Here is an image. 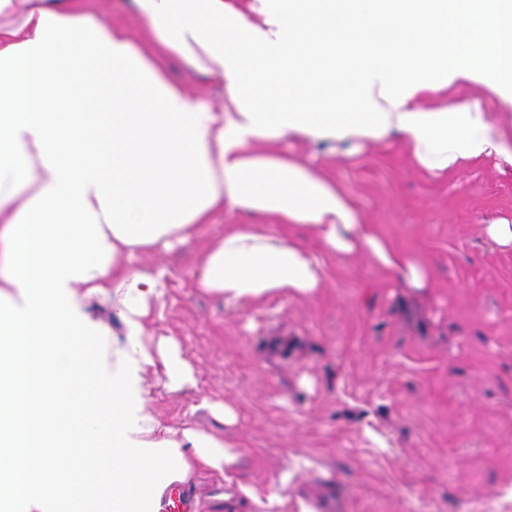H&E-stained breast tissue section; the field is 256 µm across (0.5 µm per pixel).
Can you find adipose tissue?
Returning a JSON list of instances; mask_svg holds the SVG:
<instances>
[{
  "mask_svg": "<svg viewBox=\"0 0 512 512\" xmlns=\"http://www.w3.org/2000/svg\"><path fill=\"white\" fill-rule=\"evenodd\" d=\"M146 24L149 44L135 47L131 31L101 25L115 46L135 54L177 104L200 101L169 81L157 61L164 53L224 88V100L201 122L215 198L188 222L152 242L129 244L101 224L112 249L105 270L67 288L80 314L92 301L110 304L120 329L109 332V373L126 354L139 373L161 371L169 385L191 381L194 370L176 339L149 329L166 286L163 273L132 266V258L192 237L223 213L252 216L229 224L211 243L199 287L228 302L275 293L312 297L326 266L307 249L302 232L334 256L364 257L418 291L431 285L428 268L395 249L369 224L353 198L321 165L285 144H324L353 153L398 139L412 164L447 175L484 156L512 168V124L484 106L512 111V0H130ZM84 19L86 0H0V51L36 37L41 13ZM19 139L30 162L29 184L0 200V258L8 223L55 175L43 163L32 132ZM142 400L136 442L176 443L188 475L204 469L231 473L242 454L232 441L192 426L175 430Z\"/></svg>",
  "mask_w": 512,
  "mask_h": 512,
  "instance_id": "obj_1",
  "label": "adipose tissue"
}]
</instances>
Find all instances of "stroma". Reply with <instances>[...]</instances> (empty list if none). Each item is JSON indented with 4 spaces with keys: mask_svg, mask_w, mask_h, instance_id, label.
Segmentation results:
<instances>
[{
    "mask_svg": "<svg viewBox=\"0 0 512 512\" xmlns=\"http://www.w3.org/2000/svg\"><path fill=\"white\" fill-rule=\"evenodd\" d=\"M170 81L218 107L223 88L167 58ZM325 165L370 223L423 260L432 286L401 287L369 261L309 251L328 269L308 299L274 294L231 304L196 285L209 244L239 215L133 258L164 270L155 335L179 340L194 384L148 375L169 425L225 434L244 450L231 478L201 473L199 512H252L236 487L280 488L288 512H512V251L482 225L512 222V171L489 158L435 179L404 147L351 157L294 145ZM232 406L224 425L202 399Z\"/></svg>",
    "mask_w": 512,
    "mask_h": 512,
    "instance_id": "obj_1",
    "label": "stroma"
}]
</instances>
